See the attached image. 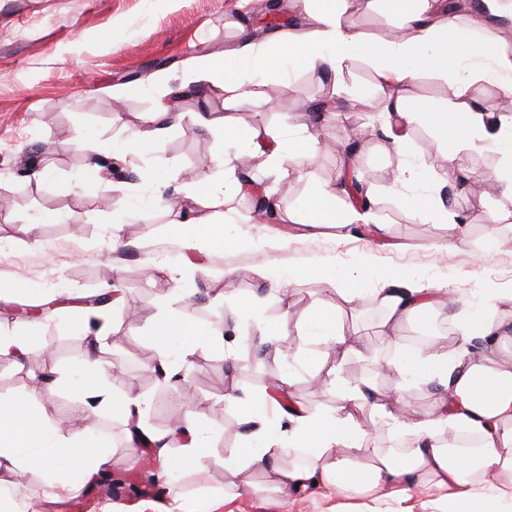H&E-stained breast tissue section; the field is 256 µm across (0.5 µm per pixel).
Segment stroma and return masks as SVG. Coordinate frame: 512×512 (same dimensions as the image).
Listing matches in <instances>:
<instances>
[{"mask_svg": "<svg viewBox=\"0 0 512 512\" xmlns=\"http://www.w3.org/2000/svg\"><path fill=\"white\" fill-rule=\"evenodd\" d=\"M345 18L369 40H386L400 26L391 0H345ZM285 35L283 16L270 0H0V332L33 329L34 350L22 357H0V400L29 392L36 375L47 378L46 394L30 408L45 420L67 417L70 430L85 428L75 394L55 385L58 371L79 370L88 352L103 366L119 364L122 396L142 401L137 420L104 409L99 418L111 459L108 474L137 482L156 481L152 494L113 495L100 482L80 484L64 496L45 494L37 465L24 482H15L17 499L33 502L36 512H451L453 505L436 490L418 487L409 496L340 495L332 489L281 498L264 487L265 473L253 468L231 476L224 461L248 426L235 405L270 389L284 373L288 344L276 336H256L248 355L225 361L214 345H201L189 357L191 368L178 378H163L152 328L163 309L197 312L199 327L223 325L225 332L252 333L253 321L240 308L251 296L261 300L262 320L286 325L295 335L309 309L335 307L343 322L367 336L370 350L341 359L321 346L317 363L295 371L286 393L307 409L335 412V393L311 387L312 378L337 372L348 387L372 380L389 395L394 375L386 367L391 345L382 336L383 312L374 293L386 271L469 298L488 283H512V204L486 192V175L499 170L504 156L490 144L462 150L458 189L444 205L445 220L422 214L416 191L401 179L413 164L440 172L447 152L435 153L432 128L413 125L407 151H394L384 131L381 102L391 92L427 102L445 111L453 99L448 82L425 72L413 83L391 89L370 63L345 68L340 80L319 69H297L280 61L283 102L262 87L232 109L236 124L278 133L314 127L321 141L347 143L363 125L376 127L364 142L354 167L365 185L371 209L359 225L270 224L254 209L258 194L278 196L287 187L284 210L292 211L311 186H335L341 164L331 152L309 161L296 156L269 175L265 152L254 155V193L238 188L236 172L225 171L224 158L235 153L205 126L169 125L156 151L127 154L128 178L102 183L84 193L81 176L103 148L121 145L144 126L160 102L176 110L211 117L224 109V93L206 73L194 69L204 52L242 47L244 35H258L259 22ZM166 68H156L159 60ZM189 98L173 99V92ZM326 100L336 117L318 122L309 106ZM204 181L225 173L224 193L196 199L187 192L184 172ZM122 238L113 241L116 222ZM189 219L227 224L232 244L198 250L167 232L168 224ZM371 256L363 305L349 309L335 282L305 277L301 271L329 263L347 267ZM18 280L34 296L12 295ZM111 293L104 333L89 334L88 297ZM65 296L44 319L27 320L24 312ZM192 406L209 432L204 470L183 468L170 480L157 467L155 448L139 449L129 436L133 423L168 434L169 451L179 457L182 438L171 433L167 408Z\"/></svg>", "mask_w": 512, "mask_h": 512, "instance_id": "35a3bbf8", "label": "stroma"}]
</instances>
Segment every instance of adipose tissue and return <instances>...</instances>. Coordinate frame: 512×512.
Returning <instances> with one entry per match:
<instances>
[{
	"instance_id": "obj_1",
	"label": "adipose tissue",
	"mask_w": 512,
	"mask_h": 512,
	"mask_svg": "<svg viewBox=\"0 0 512 512\" xmlns=\"http://www.w3.org/2000/svg\"><path fill=\"white\" fill-rule=\"evenodd\" d=\"M309 14L315 29L309 35L254 42L245 48L208 56L203 64L209 75L221 79L224 106L233 108L249 95L256 80L279 85L281 76L275 59L290 58L303 68L323 67L341 74L355 57L373 62L380 79L401 86L415 81L422 72L442 76L454 87V102L448 110L432 111L424 102L407 103L397 95L387 96L384 109L392 119L389 131L396 152L406 144L404 130L419 122L430 125L439 143L454 141L465 147L474 141L499 146L509 166L489 180L493 194L512 201V114L490 123L475 106L472 88L476 82L512 87V56L498 44L476 38L457 25L441 8V0H400L405 36L391 41L363 39L351 25L341 20L342 0H316ZM273 147L267 155L271 170H279L286 158L301 155L314 158L323 145L317 136L303 131L281 141L272 135ZM337 191L316 185L300 201L288 220L294 224H347L358 220L355 210L337 207ZM369 272L368 259L350 267L319 265L310 273L334 280L337 292L348 306H355L364 290ZM386 323L423 325L432 336H439L436 321L440 310H449L452 326L451 350L432 348L396 353L391 368L396 374L395 396L385 401L375 395L370 382L354 388L341 387L337 378L326 382L340 402L335 413L327 414L290 407L287 419L294 432L283 440L270 432L264 421L277 400L262 394L238 400L245 419L259 421V428L246 437L243 447L234 449L225 462L230 474L267 466L270 485L281 495L324 486L343 494L386 492L408 495L428 484L448 491L464 512H495L488 501V489L499 498L512 499V328L491 319L489 313L503 305L512 306V286L484 291L469 317L454 314L456 299L439 300L434 288L412 286L406 275L386 274L375 291ZM297 333L305 349L300 362L315 360V350L331 344L344 352L356 351L355 333L349 330L336 309L326 304L312 307ZM161 364L187 355L201 344L212 343L209 331L201 329L184 314L166 315L154 329ZM99 365L88 360L77 374H62L66 385L84 403L86 414L112 408L126 416L139 413V401L118 396L114 387L99 380ZM422 382L439 386L432 413L412 410L404 391ZM362 401L371 410L390 419L396 430L408 435L402 452L374 447L369 432L349 412L351 402ZM180 426L189 440L182 446L183 464L201 470L205 467L208 431L192 411L180 415ZM27 446L0 434V512H28L26 502L7 494L8 475L24 471L30 458H38L45 474V486L52 496L68 493L74 478L93 480L109 463L105 447L95 440L93 430L71 433L62 426L29 415L24 423ZM475 438L468 452L454 454L461 435Z\"/></svg>"
}]
</instances>
